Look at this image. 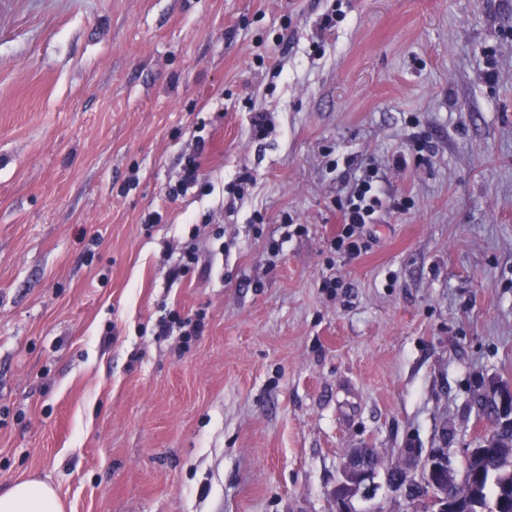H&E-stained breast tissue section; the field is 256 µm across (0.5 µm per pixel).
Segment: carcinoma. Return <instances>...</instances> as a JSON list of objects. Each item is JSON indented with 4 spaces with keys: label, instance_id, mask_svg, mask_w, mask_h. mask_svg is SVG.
Here are the masks:
<instances>
[{
    "label": "carcinoma",
    "instance_id": "1",
    "mask_svg": "<svg viewBox=\"0 0 512 512\" xmlns=\"http://www.w3.org/2000/svg\"><path fill=\"white\" fill-rule=\"evenodd\" d=\"M459 484L464 501L459 512H512V455L502 448L484 449ZM406 497L419 502L421 512H454V503L430 490L423 473L407 484Z\"/></svg>",
    "mask_w": 512,
    "mask_h": 512
}]
</instances>
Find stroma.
<instances>
[{
  "label": "stroma",
  "instance_id": "obj_1",
  "mask_svg": "<svg viewBox=\"0 0 512 512\" xmlns=\"http://www.w3.org/2000/svg\"><path fill=\"white\" fill-rule=\"evenodd\" d=\"M199 136L213 191L170 200ZM414 139L429 163L392 168ZM371 165L387 206L338 257L336 202ZM169 312L203 335L156 338ZM493 381L512 385V0H0L1 489L336 512L355 448L444 446L463 475Z\"/></svg>",
  "mask_w": 512,
  "mask_h": 512
}]
</instances>
